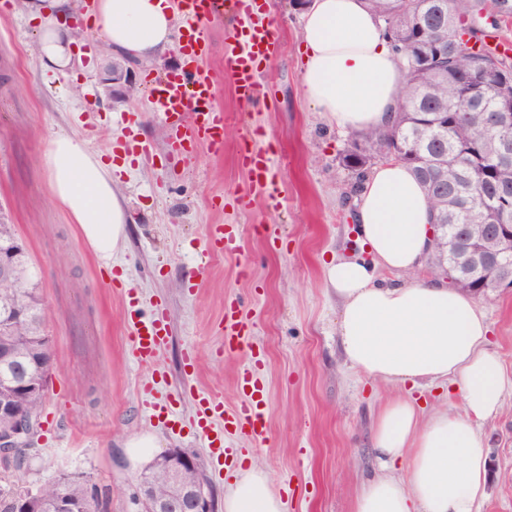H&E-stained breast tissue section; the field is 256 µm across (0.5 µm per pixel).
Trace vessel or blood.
Listing matches in <instances>:
<instances>
[{
  "label": "vessel or blood",
  "instance_id": "b4317fda",
  "mask_svg": "<svg viewBox=\"0 0 512 512\" xmlns=\"http://www.w3.org/2000/svg\"><path fill=\"white\" fill-rule=\"evenodd\" d=\"M186 20L179 41L182 45V65L156 77L152 82V104L164 116L171 131L166 159L172 165L190 160L199 147L213 152L224 148V113L215 102V79L203 67L205 37L195 25L199 17L213 19L232 15L248 20L259 11L257 0H179ZM278 41L271 26L253 25L236 36L225 53V67L234 78L239 100L247 105L264 99L268 93L258 78L261 63L276 53ZM242 164L250 175V190L242 198L251 203L253 197L268 196L273 191L269 178V159L262 151L243 156ZM238 248L236 235L227 226L213 224L207 233V254H224ZM168 316L164 308H156L149 319L131 316L130 350L141 365L154 363L168 338ZM248 315L238 305L224 308L223 341L228 351L240 349L246 341ZM239 387L245 400L235 408L225 407L223 400L200 393L196 401L195 427L210 456L221 457L227 451L226 442L232 437L259 438L264 434L266 400L256 371L244 367Z\"/></svg>",
  "mask_w": 512,
  "mask_h": 512
}]
</instances>
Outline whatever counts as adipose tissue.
<instances>
[{
    "label": "adipose tissue",
    "mask_w": 512,
    "mask_h": 512,
    "mask_svg": "<svg viewBox=\"0 0 512 512\" xmlns=\"http://www.w3.org/2000/svg\"><path fill=\"white\" fill-rule=\"evenodd\" d=\"M40 29L37 58L49 70L70 66L76 47L74 0H26ZM86 26L112 52L159 58L177 38L173 0H92ZM303 94L340 131L386 124L401 95L402 73L365 0H311L303 14ZM42 163L54 200L69 213L94 255L109 263L125 239L127 212L112 172L82 140L48 139ZM359 254L329 261L325 280L341 304L338 336L345 360L373 381L421 387L451 383L463 414H423L409 398L388 400L377 417V470L353 512H478L487 451L480 425L498 413L508 385L486 341L476 298L415 278L433 238L427 195L406 166H376L358 198ZM399 274L380 279L379 270ZM224 512H284L267 474L249 467L224 495Z\"/></svg>",
    "instance_id": "obj_1"
}]
</instances>
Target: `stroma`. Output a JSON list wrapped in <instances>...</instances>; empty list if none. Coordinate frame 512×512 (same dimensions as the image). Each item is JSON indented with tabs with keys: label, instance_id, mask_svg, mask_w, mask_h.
Returning <instances> with one entry per match:
<instances>
[{
	"label": "stroma",
	"instance_id": "1",
	"mask_svg": "<svg viewBox=\"0 0 512 512\" xmlns=\"http://www.w3.org/2000/svg\"><path fill=\"white\" fill-rule=\"evenodd\" d=\"M260 3L278 36L275 56L260 67L270 97L252 105L237 98L224 67L231 22L199 21L208 45L205 65L216 77L225 116L224 149L200 148L188 166L175 167L165 160L170 132L152 108L150 80L180 66L179 49L138 63L134 89L113 95L100 81L113 55L98 36L78 40L79 66L47 70L34 56L38 30L23 0H0V212L39 273L53 362L35 450L23 469L0 462V485L37 487L75 472L96 488L100 512H142L143 466L128 459L123 443L150 432L161 450L196 457L215 512H224L240 462L215 472L192 425L194 397L203 391L226 406L239 405L238 375L254 360L261 365L268 430L260 442L238 438L231 445L267 473L285 512H353L375 472V419L402 391L345 361L337 336L340 306L324 276L329 258L360 249L349 196L354 177L341 162L353 135L327 125L304 98L301 10L292 0ZM132 112L152 156L117 173L129 222L125 243L106 269L54 202L38 156L51 136L65 133L110 159ZM247 144L270 158L279 208L261 197L239 204L250 185L239 162ZM211 224L235 228L238 255L201 262ZM117 274L134 290L141 319L158 306L168 314L169 337L153 367L131 357L127 309L112 281ZM232 302L250 318L249 344L227 352L218 326ZM477 302L489 326L488 346L512 378V289ZM155 369L163 378L144 391ZM157 402L173 405L180 426L154 415ZM480 433L489 480L479 512H512V392Z\"/></svg>",
	"mask_w": 512,
	"mask_h": 512
}]
</instances>
